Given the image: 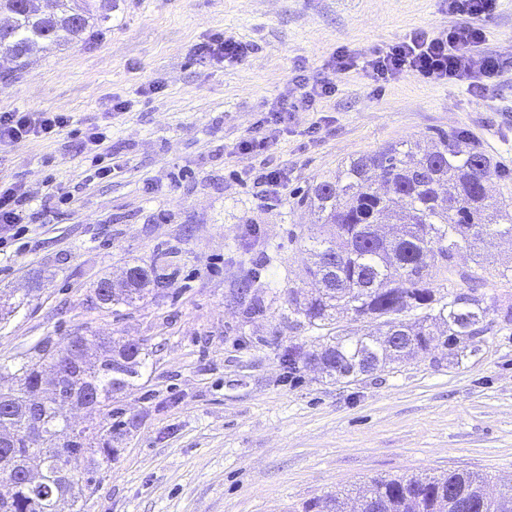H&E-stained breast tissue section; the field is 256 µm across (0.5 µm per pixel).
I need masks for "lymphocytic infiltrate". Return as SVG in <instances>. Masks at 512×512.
I'll list each match as a JSON object with an SVG mask.
<instances>
[{"label": "lymphocytic infiltrate", "instance_id": "obj_1", "mask_svg": "<svg viewBox=\"0 0 512 512\" xmlns=\"http://www.w3.org/2000/svg\"><path fill=\"white\" fill-rule=\"evenodd\" d=\"M496 0H448V11L469 17L466 25L454 26L436 34L417 32L409 39L375 52L366 60L365 72L374 82L387 83L413 76L428 82H467L469 89L483 95L493 87V80L502 63L483 48L485 32L478 26L480 18L489 15ZM356 60L345 49H337L334 77L312 80L301 74L297 82L304 92L299 99L281 104L272 111L270 121L286 125L294 111L312 107L316 100L336 93V76L354 69ZM71 123L70 117L55 112H1L0 144H17L29 138L50 139ZM32 201L22 185L13 183L0 187V225L16 227L32 222L35 217Z\"/></svg>", "mask_w": 512, "mask_h": 512}]
</instances>
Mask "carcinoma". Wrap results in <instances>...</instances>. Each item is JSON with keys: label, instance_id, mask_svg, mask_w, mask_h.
Instances as JSON below:
<instances>
[{"label": "carcinoma", "instance_id": "1", "mask_svg": "<svg viewBox=\"0 0 512 512\" xmlns=\"http://www.w3.org/2000/svg\"><path fill=\"white\" fill-rule=\"evenodd\" d=\"M40 0H0V13L13 18L15 30L11 53L28 59L51 46L71 44L82 38L90 24V9L74 0H55L56 10L46 13ZM496 178L507 182L512 172L492 163L490 157L464 130L436 137L433 148L417 145L388 146L352 159L334 180L312 185L307 205L318 222L328 227V236L308 238L314 262L307 273L318 284L314 296L288 289V308L309 326L325 330L338 315H362L371 319L399 311L405 306L424 310L413 322L385 324L389 346L377 347L371 334L336 336L321 347L318 364L323 374L341 381L375 371L419 354L436 335L447 337L448 359L459 361L479 350V337L490 330L487 318L494 314L502 324H512V305L490 309L478 298L458 305L437 295L430 287V272L437 264L448 265L450 251L476 249L490 236L512 240V199H494L485 184ZM384 222L397 226V233L383 241L372 227ZM157 267L130 268L128 284L112 292V305L130 306L143 298L157 281ZM472 328L477 337L466 351L457 348L456 336ZM142 349L102 336L96 353L80 368L78 381L94 389L102 406L112 405V396L124 390L144 365ZM9 376L15 387L0 398V423L14 429L11 448L0 447V483L12 484L9 496H0V512H55L57 491L74 502L86 497L89 482L112 462V423L99 424V446L86 445L87 436L71 439L73 429L54 403L41 409L45 433L55 440V450L46 454L26 439L21 403L41 385L38 363L23 357L8 366L0 364V377ZM74 462L66 480L54 479L34 495L24 484L17 464L35 471L53 473L61 459ZM487 479L477 472L439 475H402L370 482L361 497L375 500L378 509L369 512H454L450 494L464 491L475 505L474 512H512V478L501 480L498 500L485 503L480 491ZM349 497L338 492L324 500L302 504L296 512H345Z\"/></svg>", "mask_w": 512, "mask_h": 512}]
</instances>
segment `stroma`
I'll use <instances>...</instances> for the list:
<instances>
[{"label":"stroma","mask_w":512,"mask_h":512,"mask_svg":"<svg viewBox=\"0 0 512 512\" xmlns=\"http://www.w3.org/2000/svg\"><path fill=\"white\" fill-rule=\"evenodd\" d=\"M462 22L446 0H112L78 42L27 60L0 49V113L72 119L52 139L0 146V186L24 183L37 214L0 249V364L76 334L149 353L112 400L116 453L84 512H293L379 477L512 474V326L493 323L458 364L421 354L337 383L289 363V348L324 339L286 303L310 285L303 240L318 226L301 198L351 158L465 129L512 170V0L481 22L503 61L487 95L414 77L380 86L354 70L262 155L237 148L299 95V68L327 76L337 49L362 57ZM217 33L250 53L199 56ZM93 125L109 132L95 149L81 136ZM98 153L120 169L93 181ZM262 165L288 175L277 196L253 182ZM479 253L492 260L486 304H512L498 274L512 243L489 237ZM154 261L171 283L91 307L101 278Z\"/></svg>","instance_id":"stroma-1"}]
</instances>
